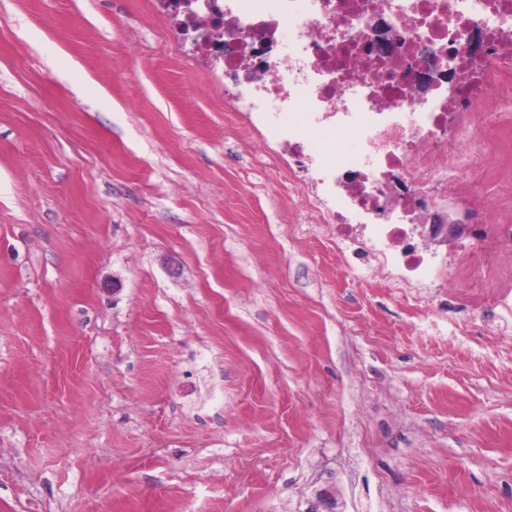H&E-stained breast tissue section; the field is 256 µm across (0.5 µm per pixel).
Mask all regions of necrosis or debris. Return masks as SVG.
Instances as JSON below:
<instances>
[{
    "instance_id": "obj_1",
    "label": "necrosis or debris",
    "mask_w": 512,
    "mask_h": 512,
    "mask_svg": "<svg viewBox=\"0 0 512 512\" xmlns=\"http://www.w3.org/2000/svg\"><path fill=\"white\" fill-rule=\"evenodd\" d=\"M381 0H196L192 15L172 14L167 0L153 11L187 31L196 56L213 70L209 89L226 82L249 86L228 104L246 113L260 150L273 151L291 190L335 245H356L380 259L383 276L435 291L445 305L474 315L512 314V174L500 179L506 195L496 219L485 218L476 192L490 164L468 145L488 138L512 117V0H392L383 18L400 41L395 58L378 56L371 16ZM224 43L209 41L213 19ZM263 48L257 71L240 57ZM472 82L448 90L454 69ZM495 101L484 114L477 99ZM280 119L269 123L267 105ZM339 133L360 141L355 154L326 145ZM404 184L399 209L383 194L388 177ZM455 202L478 215L474 243L463 263L481 264L482 285L467 273L448 276V256L418 236L407 210L425 215Z\"/></svg>"
}]
</instances>
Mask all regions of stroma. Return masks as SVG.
<instances>
[{"instance_id":"obj_1","label":"stroma","mask_w":512,"mask_h":512,"mask_svg":"<svg viewBox=\"0 0 512 512\" xmlns=\"http://www.w3.org/2000/svg\"><path fill=\"white\" fill-rule=\"evenodd\" d=\"M150 0H0V512H512V344L331 248Z\"/></svg>"}]
</instances>
